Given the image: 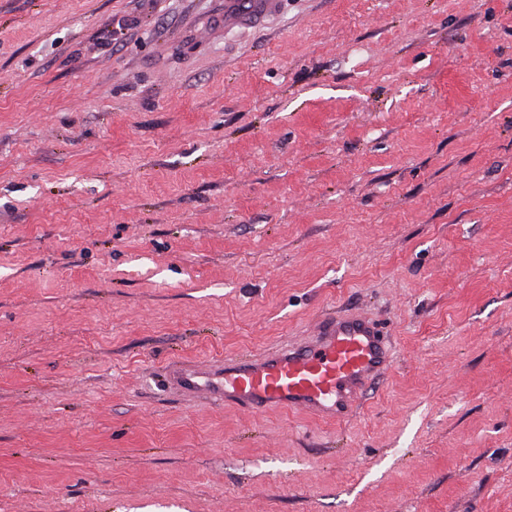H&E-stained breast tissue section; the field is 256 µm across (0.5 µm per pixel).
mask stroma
<instances>
[{"instance_id":"obj_1","label":"stroma","mask_w":512,"mask_h":512,"mask_svg":"<svg viewBox=\"0 0 512 512\" xmlns=\"http://www.w3.org/2000/svg\"><path fill=\"white\" fill-rule=\"evenodd\" d=\"M344 310L345 419L164 378ZM0 512H512V0H0Z\"/></svg>"}]
</instances>
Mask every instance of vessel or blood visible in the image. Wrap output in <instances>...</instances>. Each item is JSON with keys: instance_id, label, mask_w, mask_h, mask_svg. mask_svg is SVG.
<instances>
[{"instance_id": "1", "label": "vessel or blood", "mask_w": 512, "mask_h": 512, "mask_svg": "<svg viewBox=\"0 0 512 512\" xmlns=\"http://www.w3.org/2000/svg\"><path fill=\"white\" fill-rule=\"evenodd\" d=\"M386 333L361 312L324 317L313 340L258 358L170 367L168 379L190 394L262 410L280 407L335 420L347 417L368 384L389 365Z\"/></svg>"}]
</instances>
